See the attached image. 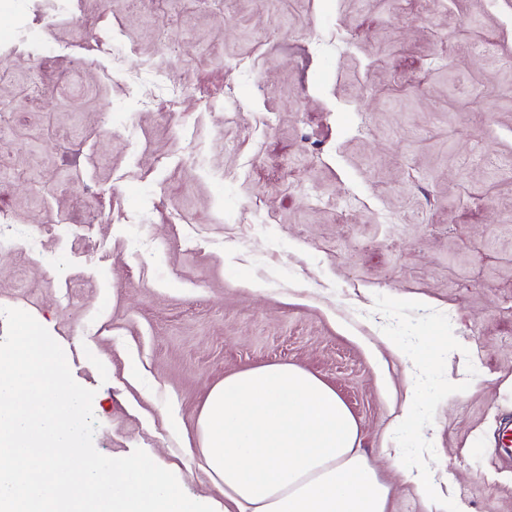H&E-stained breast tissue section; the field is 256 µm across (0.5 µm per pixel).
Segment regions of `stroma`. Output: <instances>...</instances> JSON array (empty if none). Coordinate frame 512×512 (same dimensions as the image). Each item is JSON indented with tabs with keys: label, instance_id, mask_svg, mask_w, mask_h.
<instances>
[{
	"label": "stroma",
	"instance_id": "1",
	"mask_svg": "<svg viewBox=\"0 0 512 512\" xmlns=\"http://www.w3.org/2000/svg\"><path fill=\"white\" fill-rule=\"evenodd\" d=\"M113 39L182 99L82 62ZM1 60L0 209L39 243L0 250V307L94 390L98 452L223 512L207 395L288 363L354 416L388 512H430L421 461L450 512H512V0H0ZM139 87L142 97L147 104H154L158 99L165 103H173L182 95V88L171 83L162 71H148L130 75ZM405 478L416 486L418 492L436 504V512H446L448 500L442 494L440 488L434 483L428 472L423 469L404 472Z\"/></svg>",
	"mask_w": 512,
	"mask_h": 512
}]
</instances>
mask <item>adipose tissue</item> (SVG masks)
Returning a JSON list of instances; mask_svg holds the SVG:
<instances>
[{
    "label": "adipose tissue",
    "instance_id": "obj_1",
    "mask_svg": "<svg viewBox=\"0 0 512 512\" xmlns=\"http://www.w3.org/2000/svg\"><path fill=\"white\" fill-rule=\"evenodd\" d=\"M198 424L224 512H387L391 486L358 448L355 418L331 386L298 366L225 376Z\"/></svg>",
    "mask_w": 512,
    "mask_h": 512
}]
</instances>
